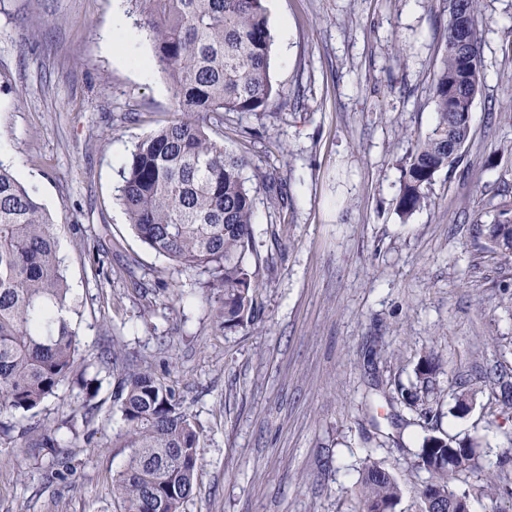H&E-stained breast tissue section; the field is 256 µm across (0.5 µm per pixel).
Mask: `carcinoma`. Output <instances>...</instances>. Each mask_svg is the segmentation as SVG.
I'll return each mask as SVG.
<instances>
[{"instance_id": "obj_1", "label": "carcinoma", "mask_w": 512, "mask_h": 512, "mask_svg": "<svg viewBox=\"0 0 512 512\" xmlns=\"http://www.w3.org/2000/svg\"><path fill=\"white\" fill-rule=\"evenodd\" d=\"M265 0H135L139 27L152 42L153 62L168 80L174 111L167 123L135 144L120 170L118 201L132 232L156 254L185 271L203 269V287L220 301L217 318L234 327L255 318L258 269L254 211L258 188L248 185L245 155L229 153L207 132L226 112H259L281 97L270 74L272 36ZM478 0H460L449 16L442 65L433 79L436 123L418 141L401 174L398 210L409 215L427 203L434 176L451 171L470 138L468 116L484 72L479 52L463 60L455 29L469 25L477 46ZM268 197L282 200V180L266 175ZM56 223L33 190L0 164V415L39 408L76 372L78 344L66 312L69 297L57 254ZM485 248L512 258V212L504 210L484 232ZM437 357L421 355L414 389H399L419 406L435 384ZM507 373L492 369L459 381L454 411L469 408L476 386L500 388L512 401ZM128 428L125 467L112 477L121 512H181L192 494L200 461V433L176 391L148 367L124 368L118 393ZM417 465L430 474L420 490L421 512H471L470 494L455 486L476 468L479 443L432 435L426 420ZM57 429L43 426L36 448L57 452ZM397 480L367 460L358 485L362 512H396Z\"/></svg>"}]
</instances>
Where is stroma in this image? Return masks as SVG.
Returning <instances> with one entry per match:
<instances>
[{
	"instance_id": "stroma-1",
	"label": "stroma",
	"mask_w": 512,
	"mask_h": 512,
	"mask_svg": "<svg viewBox=\"0 0 512 512\" xmlns=\"http://www.w3.org/2000/svg\"><path fill=\"white\" fill-rule=\"evenodd\" d=\"M271 76L286 91L263 112L224 115L210 135L271 173L288 200L257 193L258 315L218 325L201 271H182L135 237L116 201L134 144L171 116L160 72L108 45L135 27L133 0H0V163L59 222L78 370L36 415L0 438V512H119L112 476L128 449L117 366H148L183 400L201 434L183 512H360L366 458L399 482L397 512H419L421 409L396 399L433 352L441 370L424 408L439 432L481 444L466 480L474 512L485 476L512 487V405L477 394L454 416L458 376L512 373V260L481 234L512 205V0H479L484 82L471 136L427 205L402 215L401 167L433 128L432 82L445 54L448 0H265ZM47 24L33 26L34 17ZM105 276L93 277L90 253ZM117 353V366L100 360ZM58 425L66 479L25 444Z\"/></svg>"
}]
</instances>
